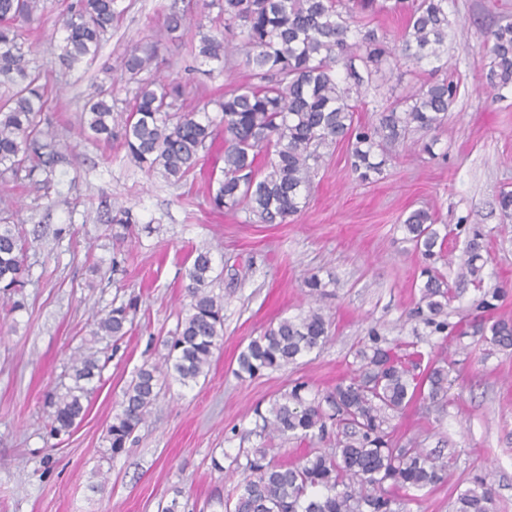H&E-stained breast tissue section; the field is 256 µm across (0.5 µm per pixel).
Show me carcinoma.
Instances as JSON below:
<instances>
[{
	"instance_id": "obj_1",
	"label": "carcinoma",
	"mask_w": 512,
	"mask_h": 512,
	"mask_svg": "<svg viewBox=\"0 0 512 512\" xmlns=\"http://www.w3.org/2000/svg\"><path fill=\"white\" fill-rule=\"evenodd\" d=\"M41 0H0V167L25 172L32 184L55 163L56 134L42 126L47 87L29 58L30 47L15 26L39 11ZM215 0L224 16V33H201L197 56L224 72V61L239 57L252 83L227 85L210 113L177 103L178 87L166 77L140 79L158 69L151 51L132 50L124 74L137 83L133 105L120 138L127 156L144 171H158L180 182L196 168L206 142L224 134V168L210 188V204L220 210L242 208L260 224H288L306 206L312 176L322 160L321 149L347 144L350 167L357 179L373 183L383 175L385 160L377 152L413 131L430 132L448 118L460 91L459 81L444 77L396 98L374 113L368 123L355 119L365 80L382 72L388 59L402 57L416 64L439 63L447 52L448 0ZM118 0H72L64 23L58 58L68 71L91 65L102 39L118 17ZM401 10L406 25L400 45L389 48L373 30L351 34L349 19L359 13ZM189 14L172 5L165 13L169 34L184 27ZM486 81L499 100L512 88V23L491 30ZM361 61L367 76L355 66ZM345 69L340 85L337 67ZM81 127L98 140L112 142V88L100 87L82 112ZM437 218L426 209L412 211L403 221L409 240L420 249L425 264L420 298L409 313L413 330H425L441 342L478 336L493 345L512 347V322L490 320L504 298L499 288L481 287V272L490 260L487 234L479 227L456 225L465 235L464 256L457 278L478 285L472 317L448 322V305L456 294L436 263L444 259L448 235L436 228ZM214 267L210 251H200L188 269L190 297L165 367L146 365L123 393L121 409L106 428L112 455L124 451L146 420L169 376L183 385L207 375L215 350L224 337L223 300L208 289ZM22 245L11 224H0V289L21 286ZM128 307L114 306L96 323L94 335L122 339L128 332ZM330 323L319 308L272 323L252 338L237 356L234 375L243 380L294 364L320 348ZM349 377L313 398L307 385L296 382L269 403L254 409L253 432L263 438L322 441L336 428L331 452L309 449L295 464L268 457V449L251 448L232 460L243 475L235 494L220 502L224 512H406L414 492L446 482L448 461L428 455L417 445H402L398 424L410 403L420 397L442 406L448 394V361L435 350L415 343L392 345L377 325L370 327L355 352ZM105 365L96 354L81 355L71 365L73 385L51 397L54 412L50 434L68 432L84 414L83 399L101 379ZM492 484L476 475L457 495L455 512H494Z\"/></svg>"
}]
</instances>
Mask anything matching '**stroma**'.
Returning <instances> with one entry per match:
<instances>
[{"instance_id": "stroma-1", "label": "stroma", "mask_w": 512, "mask_h": 512, "mask_svg": "<svg viewBox=\"0 0 512 512\" xmlns=\"http://www.w3.org/2000/svg\"><path fill=\"white\" fill-rule=\"evenodd\" d=\"M69 2L41 0L35 20L18 24L48 86L44 117L57 134V158L46 190L0 175V218L15 222L28 270L16 299L0 296V512H161L176 496L194 512H221L219 499L241 480L232 459L260 444L252 432L256 406L297 381L314 393L349 376L370 326L380 325L392 341H412L406 318L424 263L402 228L412 210L435 211L451 228L465 222L484 229L491 261L483 285L504 290L493 316L512 321V220L496 206L500 192L512 190V97L492 100L484 78L487 34L512 21V0H448V72L461 86L447 123L392 146L374 183L356 179L345 144L331 145L306 208L289 224L212 209L208 180L224 165L223 139L207 144L194 173L173 184L131 163L120 139L107 145L79 136L83 106L103 85L116 99L112 126L121 127L134 93L121 62L133 46H156L163 74L181 83L191 105L250 76L235 60L223 75L212 73L195 56L196 28L166 33L171 0H119L121 14L95 63L66 71L58 46ZM436 78L427 62L386 70L357 119L371 121L387 100ZM428 141L429 154L422 150ZM119 206L137 218L122 240L111 222ZM200 250L211 253V288L224 300L221 347L198 383L168 378L125 451L110 456L106 427L136 371L166 356L190 302L186 272ZM313 274L326 285L315 302L303 284ZM129 301L135 307L124 338L93 336L97 318ZM314 304L331 323L321 350L253 379L234 376L251 338ZM90 348L109 358L102 380L83 420L50 435L48 397L69 385L72 359ZM444 353L452 364L447 406L412 403L399 435L447 458L448 480L418 492L406 510L453 512L458 491L487 471L495 512H512V347L465 337L448 341Z\"/></svg>"}]
</instances>
